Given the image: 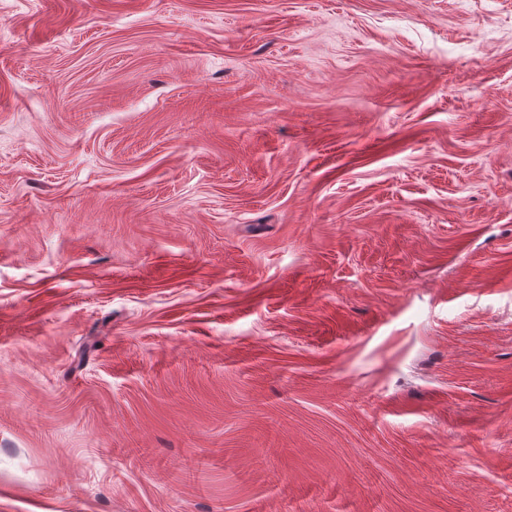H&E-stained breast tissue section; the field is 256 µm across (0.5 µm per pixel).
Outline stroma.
Masks as SVG:
<instances>
[{
	"instance_id": "obj_1",
	"label": "stroma",
	"mask_w": 512,
	"mask_h": 512,
	"mask_svg": "<svg viewBox=\"0 0 512 512\" xmlns=\"http://www.w3.org/2000/svg\"><path fill=\"white\" fill-rule=\"evenodd\" d=\"M0 512H512V0H0Z\"/></svg>"
}]
</instances>
